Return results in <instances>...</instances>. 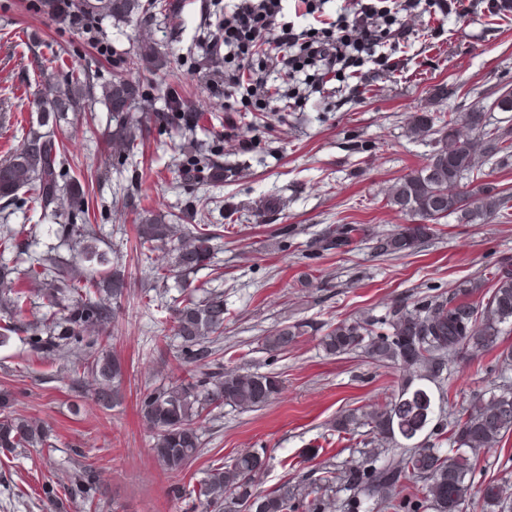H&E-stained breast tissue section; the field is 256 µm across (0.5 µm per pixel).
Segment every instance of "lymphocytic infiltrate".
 Wrapping results in <instances>:
<instances>
[{"label":"lymphocytic infiltrate","instance_id":"1","mask_svg":"<svg viewBox=\"0 0 512 512\" xmlns=\"http://www.w3.org/2000/svg\"><path fill=\"white\" fill-rule=\"evenodd\" d=\"M283 2L229 0L219 25L224 87L245 88L257 108L265 104L266 75L272 67L292 81L308 75L319 83L332 72L344 81L346 96H360L371 82L400 68L396 49L414 33L409 16L448 12V0H397L393 10L378 6L376 0H357L353 10L339 12L327 27L312 33L296 30L285 20ZM385 41L393 53H379Z\"/></svg>","mask_w":512,"mask_h":512}]
</instances>
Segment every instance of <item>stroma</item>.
I'll return each instance as SVG.
<instances>
[{"label": "stroma", "mask_w": 512, "mask_h": 512, "mask_svg": "<svg viewBox=\"0 0 512 512\" xmlns=\"http://www.w3.org/2000/svg\"><path fill=\"white\" fill-rule=\"evenodd\" d=\"M224 3L162 0L147 14L73 27L52 21L42 0H0V155L21 143L20 124L30 119L27 96L36 91L41 70L62 67L88 71L98 86L117 76L136 84L138 109L147 113L163 109L152 85L164 78L184 93L189 110L212 113L207 131L198 135L206 152L243 170L235 183L191 192L178 178L183 156L176 130L146 124L144 147L120 157L105 148L102 133L112 114L103 103H96L94 121L73 125L70 173L100 172L93 184L94 199L104 206L98 234L104 247L116 251L131 284L109 342L126 368L124 399L102 409L86 388L73 383L78 354L39 357L14 335L9 347L0 348V390L15 395L19 413L49 427L50 445L0 451V512H44L39 494L45 479L67 480L81 464H92L101 474L96 512H197L195 491L206 471L246 451L262 448L274 458L261 480L265 490L277 486L286 465L311 469L315 461L309 449H318L323 461L335 454L348 459L356 439L335 431L337 417L348 409L383 405L401 373L359 353L326 356L318 345L321 333L345 318L382 316L394 303L417 300L431 287L446 290L487 274L497 260L512 256V221L461 224L452 215L408 255L379 257L366 241L341 255L312 258L305 251L306 243L331 224H364L384 234L405 224V216L387 207L386 193L397 178L422 167L432 150L429 141L409 132L414 113L480 108L491 124L512 127V112L491 107L512 88V14L497 19L481 6L455 10L442 22L418 18L419 36L403 54V69L383 75L356 99L341 96L332 73L306 103L274 99L268 110L284 113L285 121L252 120L245 134L257 139L259 148L241 156L216 133L224 128L225 113L243 111L244 105L240 97L227 99L214 91L224 63L204 57ZM147 37L160 53L155 76L129 64ZM351 133L371 140L373 152L350 153L346 137ZM135 177L141 183L132 194L128 185ZM192 194L207 200L209 223L224 227L211 265L193 277L224 294L221 361L278 375L283 388L261 410L225 407L203 420L204 446L191 467L175 477L156 462L136 402L144 385L187 374L171 319L180 290L172 283L163 297L147 296L153 285L150 264L172 263L174 255L167 250L141 255L134 226L145 216L179 214ZM270 194L284 208L257 224L255 209ZM64 220L61 214L44 215L20 193L14 207L0 212V224H30L34 231L25 259L9 255L6 263L25 268L51 244L43 225ZM287 225L297 230L289 249L279 236ZM287 324L304 326L297 344L281 352L262 349L261 336ZM497 365L494 351L452 361L453 413L496 383Z\"/></svg>", "instance_id": "stroma-1"}]
</instances>
